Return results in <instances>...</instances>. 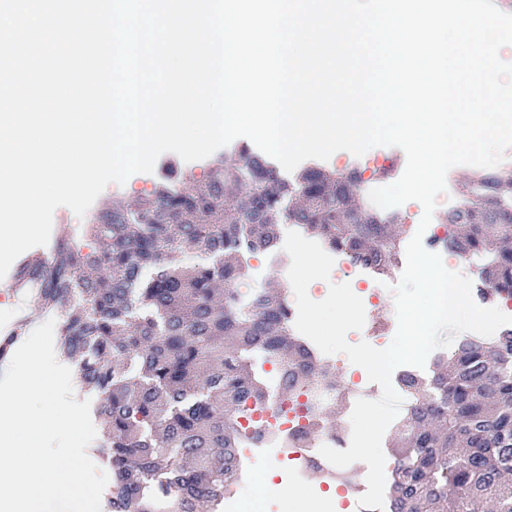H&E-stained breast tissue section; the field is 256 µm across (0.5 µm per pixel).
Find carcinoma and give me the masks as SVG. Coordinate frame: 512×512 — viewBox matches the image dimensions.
<instances>
[{
  "label": "carcinoma",
  "instance_id": "obj_1",
  "mask_svg": "<svg viewBox=\"0 0 512 512\" xmlns=\"http://www.w3.org/2000/svg\"><path fill=\"white\" fill-rule=\"evenodd\" d=\"M234 154L199 178L172 165L148 193L112 200L15 274L42 309L62 311L59 358L98 398L106 431L92 454L110 475L108 512H219L238 484V418L267 396L255 357L282 364L285 392L320 374L283 292L238 288L244 256L272 249L279 225L384 273L398 262L404 217L352 204L356 171L312 163L286 181L248 147ZM507 189L498 172L480 175L436 242L478 259L495 300L512 299ZM188 250L207 262L182 264ZM405 382L413 403L397 430L391 512H512V329L457 337L429 384Z\"/></svg>",
  "mask_w": 512,
  "mask_h": 512
}]
</instances>
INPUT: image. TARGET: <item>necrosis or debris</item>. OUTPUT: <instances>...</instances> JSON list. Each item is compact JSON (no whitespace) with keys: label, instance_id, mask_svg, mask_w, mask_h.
Here are the masks:
<instances>
[{"label":"necrosis or debris","instance_id":"obj_1","mask_svg":"<svg viewBox=\"0 0 512 512\" xmlns=\"http://www.w3.org/2000/svg\"><path fill=\"white\" fill-rule=\"evenodd\" d=\"M336 265L350 284L354 293L363 301L365 308L371 309L380 300L377 287L381 276L375 270L339 257ZM272 382L269 396L264 405L247 406L240 424L245 435L252 439L251 446L256 452L273 449L275 457L284 463H291L293 480L303 479L310 462L320 463L330 480L337 481L349 476V468H337L324 462L320 445L326 444L338 450L347 449L349 437L326 433L313 440L305 438V430L320 414V399L325 393L323 383L308 384L298 388L293 394L282 395L277 381L282 374L279 364L269 363L266 371Z\"/></svg>","mask_w":512,"mask_h":512}]
</instances>
